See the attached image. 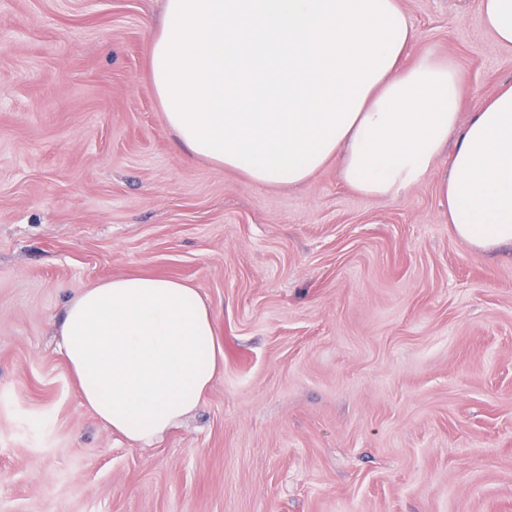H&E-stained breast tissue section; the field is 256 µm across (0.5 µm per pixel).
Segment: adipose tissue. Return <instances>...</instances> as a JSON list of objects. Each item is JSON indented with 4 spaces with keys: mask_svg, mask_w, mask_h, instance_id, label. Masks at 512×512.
Masks as SVG:
<instances>
[{
    "mask_svg": "<svg viewBox=\"0 0 512 512\" xmlns=\"http://www.w3.org/2000/svg\"><path fill=\"white\" fill-rule=\"evenodd\" d=\"M399 0H164L149 76L194 155L270 187L328 161L368 197L422 180L458 139L439 205L480 249L512 245V84L459 125L463 75L425 52ZM59 350L82 404L148 443L198 408L222 372L212 312L181 281L122 276L71 300Z\"/></svg>",
    "mask_w": 512,
    "mask_h": 512,
    "instance_id": "1",
    "label": "adipose tissue"
}]
</instances>
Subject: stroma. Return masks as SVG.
<instances>
[{"mask_svg": "<svg viewBox=\"0 0 512 512\" xmlns=\"http://www.w3.org/2000/svg\"><path fill=\"white\" fill-rule=\"evenodd\" d=\"M480 3L401 0L463 124L512 83ZM162 6L0 0V512H512V248L455 234L449 151L394 197L190 157L148 80ZM126 275L197 288L224 352L149 445L57 348L67 303Z\"/></svg>", "mask_w": 512, "mask_h": 512, "instance_id": "stroma-1", "label": "stroma"}]
</instances>
